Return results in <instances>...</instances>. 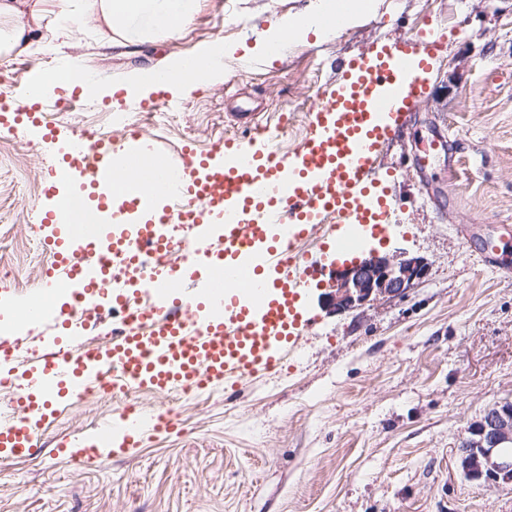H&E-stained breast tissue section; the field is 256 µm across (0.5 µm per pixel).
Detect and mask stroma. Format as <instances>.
<instances>
[{
	"instance_id": "stroma-1",
	"label": "stroma",
	"mask_w": 512,
	"mask_h": 512,
	"mask_svg": "<svg viewBox=\"0 0 512 512\" xmlns=\"http://www.w3.org/2000/svg\"><path fill=\"white\" fill-rule=\"evenodd\" d=\"M314 0H195L192 23L152 44H109L93 26L68 46L33 39L0 64V84L67 60L99 79L79 108L58 109L74 87L37 96L41 124H18L0 143V314L36 298L51 262L41 220L44 190L61 167L44 122L63 132L119 136L140 101L116 87L134 69L215 41L235 46L224 82L174 93L175 119L142 137L175 156L245 140L247 113L267 125L272 149L294 150L312 101L335 89L362 48L413 37L442 40L406 141L381 154L397 219L386 252L422 258L426 277L407 293L362 311L330 313L311 290L296 352L275 372L205 389L179 408L172 432L146 427L112 458L70 452L97 425L121 419L125 398L67 397L54 406L40 448L0 458V512H512V485L467 478L457 449L492 406L512 401V278L486 266V238L512 263V0H372L355 25L308 34L278 54L263 48L278 19L299 18ZM448 138L424 169L412 155L432 131ZM37 338L16 336L21 359L73 345L55 321Z\"/></svg>"
}]
</instances>
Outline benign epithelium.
Wrapping results in <instances>:
<instances>
[{"instance_id": "7a95c632", "label": "benign epithelium", "mask_w": 512, "mask_h": 512, "mask_svg": "<svg viewBox=\"0 0 512 512\" xmlns=\"http://www.w3.org/2000/svg\"><path fill=\"white\" fill-rule=\"evenodd\" d=\"M427 274L417 258H398L372 248L362 259L336 264L321 301L330 310H362L385 297L404 294ZM458 463L471 480L512 484V402L491 409L458 447Z\"/></svg>"}]
</instances>
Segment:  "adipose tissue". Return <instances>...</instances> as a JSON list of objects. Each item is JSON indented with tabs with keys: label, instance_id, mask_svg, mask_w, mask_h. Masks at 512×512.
Returning a JSON list of instances; mask_svg holds the SVG:
<instances>
[{
	"label": "adipose tissue",
	"instance_id": "obj_1",
	"mask_svg": "<svg viewBox=\"0 0 512 512\" xmlns=\"http://www.w3.org/2000/svg\"><path fill=\"white\" fill-rule=\"evenodd\" d=\"M330 0H320L305 16L272 24L266 32L267 46H282L304 40L309 32L326 30ZM193 0H59L57 10L41 6L39 0H0V58H14L25 52L33 38L49 33L52 39L77 40L84 25L92 23L121 38L149 43L159 36H174L193 18ZM232 47L217 42L196 53L174 55L159 66L133 72L126 87L139 94L161 85L189 93L224 80V59Z\"/></svg>",
	"mask_w": 512,
	"mask_h": 512
}]
</instances>
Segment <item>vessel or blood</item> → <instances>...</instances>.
Segmentation results:
<instances>
[{
    "instance_id": "obj_1",
    "label": "vessel or blood",
    "mask_w": 512,
    "mask_h": 512,
    "mask_svg": "<svg viewBox=\"0 0 512 512\" xmlns=\"http://www.w3.org/2000/svg\"><path fill=\"white\" fill-rule=\"evenodd\" d=\"M436 49L435 42L411 38L368 46L348 62L336 89L313 102L308 135L286 154L252 137L218 143L204 158L183 153L174 159L135 136L116 154L109 139L72 135L62 172L74 193L94 191L98 212H111L117 193L132 209H156L152 187L160 178L167 203L146 232L119 245L108 225L69 223L60 204L47 210L45 242L73 273L74 299L53 316L67 326L89 302L106 312L125 306L127 296L112 290L104 271L106 260L118 256L131 267L162 259L164 277L138 288L159 318L147 330L126 331L103 352L45 355L33 369L34 392L17 401V420L0 424L6 454L23 457L38 447V423L68 394L73 377L92 383L117 369L130 385L166 390L274 371L297 348L302 295L320 283L326 261L350 255L352 227L377 238L388 233L393 218L379 191L385 178L379 156L415 120L422 75ZM180 223L188 237L176 233ZM314 237L317 254L281 261L284 242ZM92 238L103 260L79 263ZM186 256L208 275L175 301L170 283ZM87 454L111 456V426L96 428L86 451L73 459Z\"/></svg>"
}]
</instances>
